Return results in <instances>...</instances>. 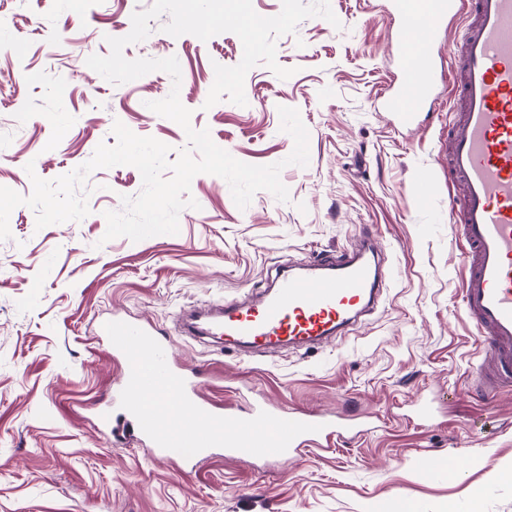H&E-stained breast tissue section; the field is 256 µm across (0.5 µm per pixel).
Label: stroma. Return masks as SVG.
<instances>
[{
    "label": "stroma",
    "instance_id": "1",
    "mask_svg": "<svg viewBox=\"0 0 512 512\" xmlns=\"http://www.w3.org/2000/svg\"><path fill=\"white\" fill-rule=\"evenodd\" d=\"M152 2L0 0V186L30 195L31 175L55 179L114 144L117 121L186 146L184 130L148 107L170 93L168 74L115 85L86 64ZM392 4L330 0L338 25L314 17L278 37L276 60L292 76L256 65L243 106L206 103L215 65L242 59L235 34L174 37L163 15L124 48L129 59L176 57L192 128L240 161L288 157L278 109H297L309 163L282 170L288 201L262 190L243 210L224 179L197 175L198 206L181 211L179 233L138 242L104 238L105 212L142 189L131 166L88 176L81 221L40 229L31 208L14 209L0 241V512H379L399 500L422 512H512V390L489 399L470 384L484 347L463 315L448 212V74L466 20L437 32L431 95L405 126L386 107L403 76ZM367 232L385 255L387 290L343 339L246 357L175 331L181 309L257 294L275 266L351 249ZM115 315L150 322L206 401L241 416L260 404L322 414L340 435L281 460L218 451L186 470L138 433L113 437L99 411L119 404L121 364L100 325ZM433 458L457 468L431 473Z\"/></svg>",
    "mask_w": 512,
    "mask_h": 512
}]
</instances>
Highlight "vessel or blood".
I'll list each match as a JSON object with an SVG mask.
<instances>
[{
	"instance_id": "b4317fda",
	"label": "vessel or blood",
	"mask_w": 512,
	"mask_h": 512,
	"mask_svg": "<svg viewBox=\"0 0 512 512\" xmlns=\"http://www.w3.org/2000/svg\"><path fill=\"white\" fill-rule=\"evenodd\" d=\"M400 26L396 49L405 78L389 99L402 123L429 98L427 66L436 29L461 11L471 21L457 49L453 75L461 112L448 148L459 191L449 196L464 246L462 302L484 344L475 382L512 388V0H393ZM383 291L374 239L318 259L300 271L281 270L272 288L248 303L225 301L191 325L194 336H220L225 347L274 346L337 336ZM275 417L311 424L287 448L295 453L329 440L327 418L278 409Z\"/></svg>"
}]
</instances>
